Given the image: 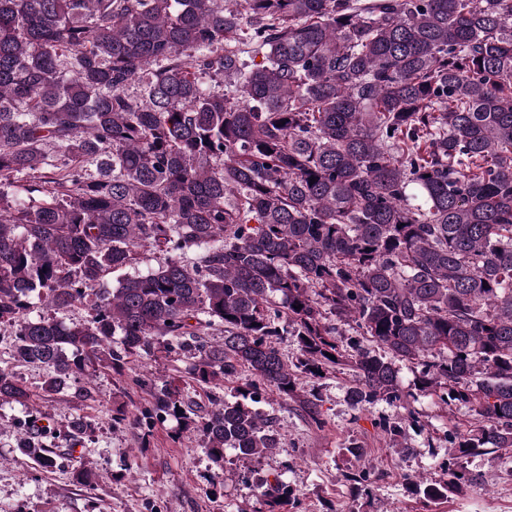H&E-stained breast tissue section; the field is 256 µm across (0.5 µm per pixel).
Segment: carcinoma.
<instances>
[{
	"mask_svg": "<svg viewBox=\"0 0 512 512\" xmlns=\"http://www.w3.org/2000/svg\"><path fill=\"white\" fill-rule=\"evenodd\" d=\"M142 248L158 267L104 287ZM0 326L47 400L163 346L201 389L250 372L205 408L137 379L151 406L112 415L174 418L220 468L278 448L268 391L323 426L300 380L346 366L356 403L404 410L394 441L424 395L472 412L457 457L512 448V0H0ZM467 481L450 460L410 491Z\"/></svg>",
	"mask_w": 512,
	"mask_h": 512,
	"instance_id": "obj_1",
	"label": "carcinoma"
}]
</instances>
